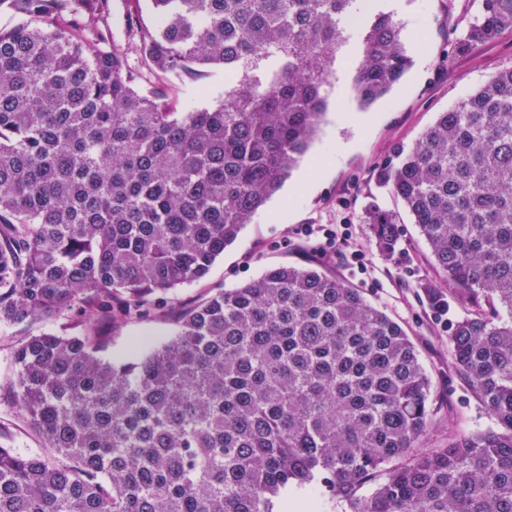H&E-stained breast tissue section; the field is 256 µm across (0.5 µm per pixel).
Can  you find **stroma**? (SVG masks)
<instances>
[{"mask_svg": "<svg viewBox=\"0 0 512 512\" xmlns=\"http://www.w3.org/2000/svg\"><path fill=\"white\" fill-rule=\"evenodd\" d=\"M372 7L392 13L402 28L404 46L413 60L403 79L381 99L360 105L351 81L363 47L358 29H349L327 88L320 133L306 156L203 279L175 289L150 317L109 329L107 358H125L138 342L165 341L173 335L182 313L213 289L238 287L275 265L316 264L359 290L405 328L432 380V400L438 410L436 434L492 427L491 418L448 365V334L433 318L427 290L437 288L448 303L449 318L462 316L467 307L453 298L418 228L389 189L378 185L376 171L396 145L412 146L441 112L500 68L512 66V30L494 42L455 55L452 45L476 18L479 0H372ZM141 84L147 89H167L180 112L214 107L224 99V69L219 65L199 67L177 78L147 73ZM372 203L399 216V242L393 254L381 252L361 222L364 209ZM305 224L318 227V234L302 239L296 230ZM326 228L347 231L361 252L359 262L321 255ZM57 327L52 320L0 327L2 445H42L28 432L10 384L11 353L24 335Z\"/></svg>", "mask_w": 512, "mask_h": 512, "instance_id": "stroma-1", "label": "stroma"}]
</instances>
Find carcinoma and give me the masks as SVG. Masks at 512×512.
I'll return each instance as SVG.
<instances>
[{
	"instance_id": "cac0c4a2",
	"label": "carcinoma",
	"mask_w": 512,
	"mask_h": 512,
	"mask_svg": "<svg viewBox=\"0 0 512 512\" xmlns=\"http://www.w3.org/2000/svg\"><path fill=\"white\" fill-rule=\"evenodd\" d=\"M140 51L111 46L112 0H0V326L61 321L11 356L45 449L0 447V512H273L288 490L349 512H512V67L395 148L404 204L470 310L450 365L495 423L429 445L431 380L402 327L358 290L280 265L189 308L173 336L114 362L106 323L204 278L315 140L336 53L363 0H121ZM512 30L480 0L454 50ZM389 12L365 15L352 91L409 69ZM224 66V102L177 112L138 87ZM380 250L396 215L366 209ZM374 483L365 491L363 486Z\"/></svg>"
}]
</instances>
